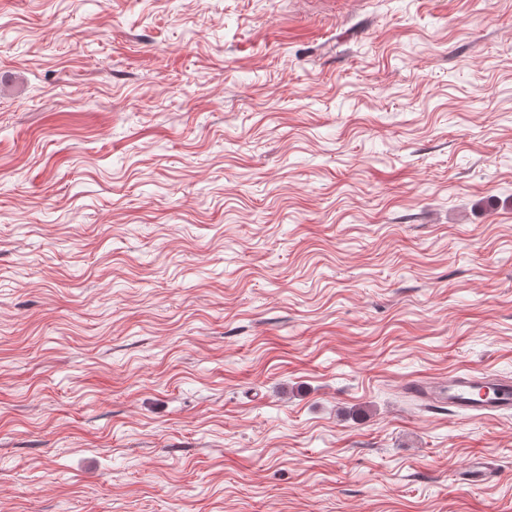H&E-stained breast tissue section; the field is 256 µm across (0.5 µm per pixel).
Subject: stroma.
<instances>
[{
	"mask_svg": "<svg viewBox=\"0 0 512 512\" xmlns=\"http://www.w3.org/2000/svg\"><path fill=\"white\" fill-rule=\"evenodd\" d=\"M464 368L512 0H0V512H512V410L406 390Z\"/></svg>",
	"mask_w": 512,
	"mask_h": 512,
	"instance_id": "35a3bbf8",
	"label": "stroma"
}]
</instances>
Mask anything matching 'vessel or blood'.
I'll use <instances>...</instances> for the list:
<instances>
[{"mask_svg": "<svg viewBox=\"0 0 512 512\" xmlns=\"http://www.w3.org/2000/svg\"><path fill=\"white\" fill-rule=\"evenodd\" d=\"M411 387L423 399L442 398L463 414H492L512 410V381L488 373L465 371L445 380L418 379Z\"/></svg>", "mask_w": 512, "mask_h": 512, "instance_id": "vessel-or-blood-1", "label": "vessel or blood"}]
</instances>
